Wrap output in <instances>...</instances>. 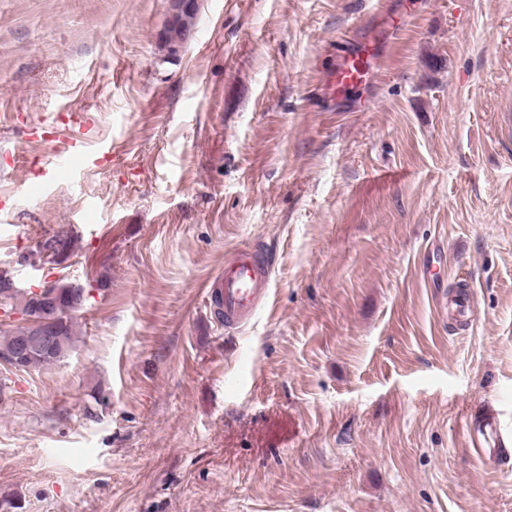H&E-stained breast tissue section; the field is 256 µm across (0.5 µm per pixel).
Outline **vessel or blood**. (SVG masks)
Here are the masks:
<instances>
[{
  "label": "vessel or blood",
  "mask_w": 512,
  "mask_h": 512,
  "mask_svg": "<svg viewBox=\"0 0 512 512\" xmlns=\"http://www.w3.org/2000/svg\"><path fill=\"white\" fill-rule=\"evenodd\" d=\"M394 20L377 25L372 21L361 22L355 29L351 42L337 48L333 64L324 71L321 91L334 112L349 109L352 92L365 87L375 76L386 58L393 35ZM84 141L79 131L57 139L52 152L57 160L81 152ZM273 265L270 256L261 246L240 250L225 263L223 271L207 285L213 312L225 331H234L248 325L263 308L271 290ZM473 308L469 292H461L458 300L447 308L449 323L466 325ZM482 436L473 440L476 454H485L488 448L502 452L506 449L494 410H485L479 420Z\"/></svg>",
  "instance_id": "b4317fda"
}]
</instances>
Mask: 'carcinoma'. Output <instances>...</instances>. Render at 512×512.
Returning a JSON list of instances; mask_svg holds the SVG:
<instances>
[{
    "label": "carcinoma",
    "mask_w": 512,
    "mask_h": 512,
    "mask_svg": "<svg viewBox=\"0 0 512 512\" xmlns=\"http://www.w3.org/2000/svg\"><path fill=\"white\" fill-rule=\"evenodd\" d=\"M54 298L44 307L33 297L29 288H21L8 270H0V296L15 303L24 304L20 312L21 322L0 330V355L12 351L19 341L40 331L54 336V346L39 351L29 360L28 366L49 367L61 362L77 342L75 315L89 301L86 290L64 278L53 284Z\"/></svg>",
    "instance_id": "obj_1"
}]
</instances>
